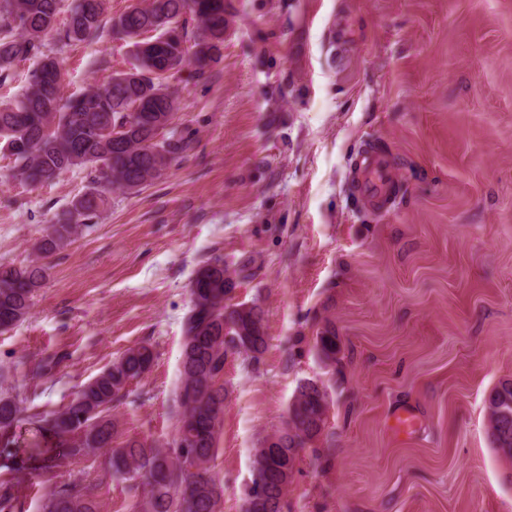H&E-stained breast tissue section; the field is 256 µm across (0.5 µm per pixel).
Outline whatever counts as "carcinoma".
I'll return each mask as SVG.
<instances>
[{
	"label": "carcinoma",
	"instance_id": "1",
	"mask_svg": "<svg viewBox=\"0 0 512 512\" xmlns=\"http://www.w3.org/2000/svg\"><path fill=\"white\" fill-rule=\"evenodd\" d=\"M61 3L0 0V78H8L17 62L38 58L21 96L0 103V148L12 157L17 176L31 186L49 183L75 167L91 170L92 178L36 245L35 260L24 266L0 265V331L30 317L34 293L45 279L42 260L98 218L112 191L139 190L183 158L188 144L173 127L178 91L168 76L186 65L203 76L224 48L226 0H131L113 19L107 18L108 0H71L60 30ZM190 21L195 31L188 48ZM107 25L113 38L130 47V68L63 99L60 63L44 53L45 38L56 34L63 49L95 37ZM134 102L141 109L131 118L126 109ZM252 276L246 264L231 275L224 261L214 257L192 281L174 391L175 442L183 447L152 448L118 435L110 411L154 363L152 349L137 345L83 384L60 409L31 415L64 448L57 465L88 461L105 449L112 475L145 490L132 512H220L224 489L211 462L224 420V364L233 354L257 364L267 346L259 301L227 303L238 280ZM314 348L329 365L342 360L341 341L327 324L317 332ZM488 408L492 443L512 457V381L490 394ZM19 414L15 399L0 397V429L12 427ZM326 418V389L313 381L301 384L288 407L284 434L267 437L255 449L244 512H285L300 453L320 436ZM98 489L81 480L67 483L45 500L43 512H98ZM13 500L12 482L0 480V512H12Z\"/></svg>",
	"mask_w": 512,
	"mask_h": 512
}]
</instances>
